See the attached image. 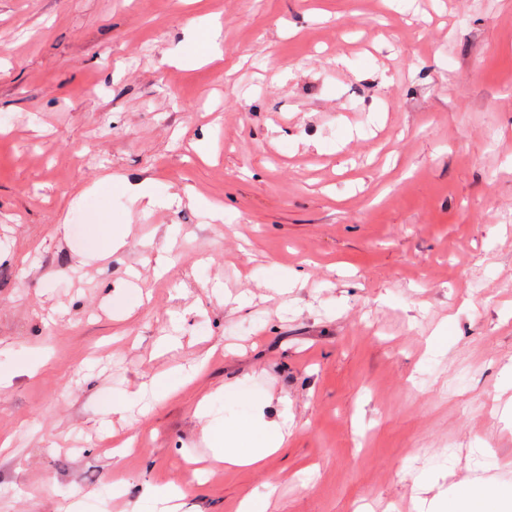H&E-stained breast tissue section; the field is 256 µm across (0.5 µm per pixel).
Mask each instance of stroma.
Masks as SVG:
<instances>
[{
	"label": "stroma",
	"mask_w": 512,
	"mask_h": 512,
	"mask_svg": "<svg viewBox=\"0 0 512 512\" xmlns=\"http://www.w3.org/2000/svg\"><path fill=\"white\" fill-rule=\"evenodd\" d=\"M0 369V512L512 487V0H0ZM172 369L150 410L105 412ZM259 403L284 446L225 468L205 427ZM220 24L215 21L201 22L192 35L207 44L209 50L214 51V57L220 58L222 51L217 39L219 37ZM128 189L131 192L132 203L141 207L143 211L149 210L159 203L158 198L152 191V186L148 179L141 181L134 186L129 185Z\"/></svg>",
	"instance_id": "35a3bbf8"
}]
</instances>
